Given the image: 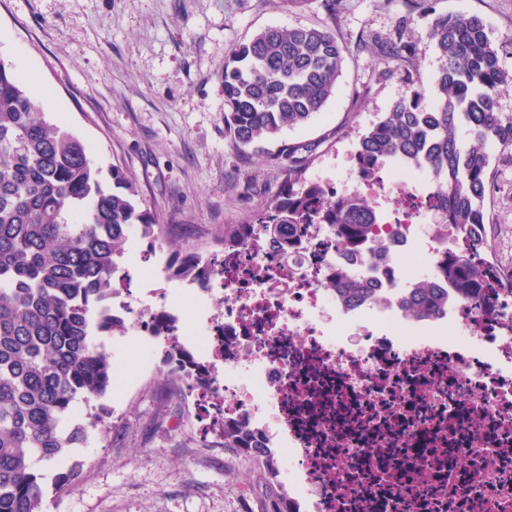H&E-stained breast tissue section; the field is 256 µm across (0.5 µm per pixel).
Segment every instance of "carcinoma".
<instances>
[{
	"mask_svg": "<svg viewBox=\"0 0 512 512\" xmlns=\"http://www.w3.org/2000/svg\"><path fill=\"white\" fill-rule=\"evenodd\" d=\"M433 15L430 36L439 55L434 96L414 90L358 133L353 174L358 184L383 166L414 162L435 185L437 203L484 252L476 233L485 223L491 150L512 148V113L500 110L512 74L477 16ZM343 48L329 28L267 27L234 48L224 65V133L239 148L309 122L334 94ZM385 57L409 70L415 46L407 19L385 41ZM280 188L244 224L224 225V252L245 248L254 234L288 256L295 236L315 224L334 227L339 245L358 246L375 223L370 200L338 194L303 172L306 145L288 147ZM88 146L40 106L0 60V512H43L42 470L86 443L87 427L103 436L105 410L85 425L75 405H89L112 387V360L95 337L112 333L115 273L129 233L161 240L157 215L137 201L118 171L100 178ZM171 275L217 274L201 257L171 252ZM448 279L465 299L493 303L488 273L467 253L448 265ZM439 298L428 284L404 299L424 318ZM224 447L257 462L271 453L241 424H221ZM79 472L55 476L72 490Z\"/></svg>",
	"mask_w": 512,
	"mask_h": 512,
	"instance_id": "obj_1",
	"label": "carcinoma"
}]
</instances>
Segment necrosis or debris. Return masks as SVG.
<instances>
[{"label":"necrosis or debris","instance_id":"necrosis-or-debris-1","mask_svg":"<svg viewBox=\"0 0 512 512\" xmlns=\"http://www.w3.org/2000/svg\"><path fill=\"white\" fill-rule=\"evenodd\" d=\"M421 181L416 169L395 171L396 186L425 202L414 222L367 185L378 222L352 253L320 224L286 260L251 242L204 287L170 278L159 242L147 272H120L114 336L159 343L150 322L129 321L132 298L152 302L180 339L177 377L205 375L197 412L246 423L297 459L284 476L293 512H512V271H499L493 314L460 299L441 274L460 237ZM342 275L364 295L348 301ZM427 276L448 302L411 318L400 300ZM192 315L205 337L188 336Z\"/></svg>","mask_w":512,"mask_h":512}]
</instances>
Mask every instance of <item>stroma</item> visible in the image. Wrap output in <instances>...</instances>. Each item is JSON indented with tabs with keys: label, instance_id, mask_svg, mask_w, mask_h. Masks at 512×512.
I'll return each mask as SVG.
<instances>
[{
	"label": "stroma",
	"instance_id": "obj_1",
	"mask_svg": "<svg viewBox=\"0 0 512 512\" xmlns=\"http://www.w3.org/2000/svg\"><path fill=\"white\" fill-rule=\"evenodd\" d=\"M437 12L483 18L512 71V0H434ZM407 17L416 48L411 73L387 69L381 42ZM429 16L405 0H339L328 18L320 0H0V60L22 74L34 65L57 100L52 120L89 147L104 182L120 171L143 206L168 228L172 246L222 249L224 227L262 209L283 179L279 156L312 145L305 177L342 187L357 135L411 89L432 94L439 65ZM331 25L342 73L321 112L237 151L224 133V64L232 48L265 27ZM486 212L496 232L489 255L512 268V151L492 153ZM132 376L99 404L108 436L90 431L65 466L73 491L47 485L43 512H270L286 494L260 463L239 459L223 438L201 437L190 421V387H162V344L103 337Z\"/></svg>",
	"mask_w": 512,
	"mask_h": 512
}]
</instances>
